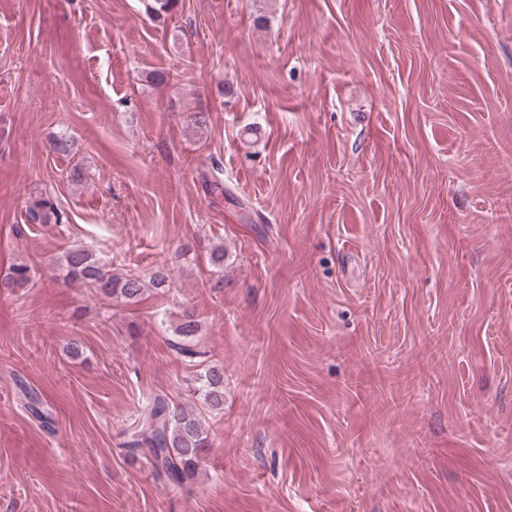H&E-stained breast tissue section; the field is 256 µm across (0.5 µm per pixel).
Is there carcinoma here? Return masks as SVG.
Masks as SVG:
<instances>
[{
	"label": "carcinoma",
	"mask_w": 512,
	"mask_h": 512,
	"mask_svg": "<svg viewBox=\"0 0 512 512\" xmlns=\"http://www.w3.org/2000/svg\"><path fill=\"white\" fill-rule=\"evenodd\" d=\"M177 0H146V11L155 18L172 11ZM33 224H61L63 213L55 200L41 194L29 199L26 209ZM63 277L71 285H80L104 295L135 303L145 288V278L139 273L112 272V264L102 262L97 254L81 247H71L63 255ZM32 280V269L26 264L12 268L10 283L25 288ZM198 322L194 313L186 309L178 333L184 338L196 335ZM198 393L209 409L221 410L224 405V369L213 365L197 374ZM27 408L43 423L51 414L43 407L37 395L25 390ZM128 447L131 452L150 460L159 479L181 485L198 473L205 454L211 448L208 430L201 413L191 407L174 404L167 395H152L137 411L129 425Z\"/></svg>",
	"instance_id": "carcinoma-1"
}]
</instances>
